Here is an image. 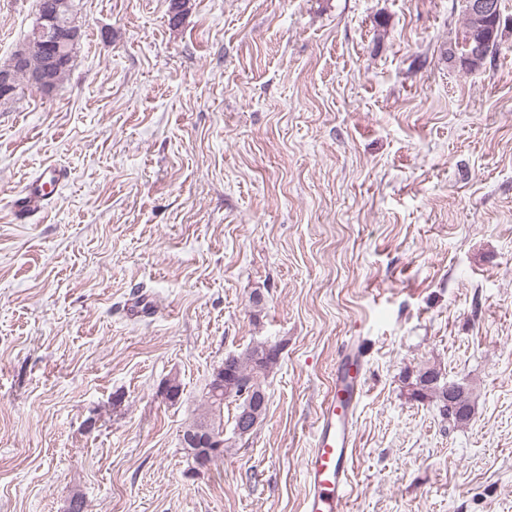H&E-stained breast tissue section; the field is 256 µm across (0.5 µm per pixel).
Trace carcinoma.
Instances as JSON below:
<instances>
[{"instance_id":"1","label":"carcinoma","mask_w":512,"mask_h":512,"mask_svg":"<svg viewBox=\"0 0 512 512\" xmlns=\"http://www.w3.org/2000/svg\"><path fill=\"white\" fill-rule=\"evenodd\" d=\"M463 25L448 45H459L462 50L477 49L482 54V61L493 57L499 47V30H490L480 20L462 13ZM281 346L268 341H257L239 353L229 354L224 363L217 367L224 375V384L235 388L230 397H224V392L214 395L212 390L203 389L201 392V407L203 410L184 429L190 430L207 425L217 433L224 432V405H236V413L243 408L255 395L265 392L264 382L278 363ZM411 398L419 402L433 403L439 408L442 416H448V391L455 393L456 406L461 414L452 418L455 425H463L470 420L472 405L468 390L459 384L441 381L440 371L430 368L417 374L415 380L409 383Z\"/></svg>"}]
</instances>
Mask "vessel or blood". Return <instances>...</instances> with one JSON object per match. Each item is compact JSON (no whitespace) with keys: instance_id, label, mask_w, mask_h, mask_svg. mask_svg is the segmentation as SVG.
Wrapping results in <instances>:
<instances>
[{"instance_id":"1","label":"vessel or blood","mask_w":512,"mask_h":512,"mask_svg":"<svg viewBox=\"0 0 512 512\" xmlns=\"http://www.w3.org/2000/svg\"><path fill=\"white\" fill-rule=\"evenodd\" d=\"M63 177L62 169L52 165L38 178L27 181L13 201L15 217L44 208ZM364 375L365 355L361 347L346 343L340 355L336 382L320 407L312 447L305 459L304 512L348 510L354 412Z\"/></svg>"}]
</instances>
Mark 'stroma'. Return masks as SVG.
<instances>
[{"label": "stroma", "instance_id": "stroma-1", "mask_svg": "<svg viewBox=\"0 0 512 512\" xmlns=\"http://www.w3.org/2000/svg\"><path fill=\"white\" fill-rule=\"evenodd\" d=\"M77 4L68 77L0 107V512H303L354 336L350 512H512V29L469 71L458 0ZM36 5L0 0V65ZM260 339L264 422L187 476L184 423ZM426 367L468 425L411 399ZM63 177V170L56 165H51L38 178L28 180L13 201L15 217L21 219L27 214L44 208Z\"/></svg>", "mask_w": 512, "mask_h": 512}]
</instances>
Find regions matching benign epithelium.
Here are the masks:
<instances>
[{"label": "benign epithelium", "instance_id": "7a95c632", "mask_svg": "<svg viewBox=\"0 0 512 512\" xmlns=\"http://www.w3.org/2000/svg\"><path fill=\"white\" fill-rule=\"evenodd\" d=\"M461 5L466 11L475 18L487 17L499 10L498 0H461ZM71 9L70 0H54L41 8L36 13L33 22L34 37L31 48L39 51L43 56V66L38 70H31L28 66L26 57L19 55L13 57L8 64L0 67V102L10 101L16 93V74L20 71L26 73L28 87L39 90L44 94L51 93L50 73L61 66L64 61V55L60 51L47 52V49L60 42L62 38H71L74 32H64L58 29L56 17L60 10ZM267 403V398L263 397L256 400L253 405L245 411L240 419L241 427L257 425L260 414ZM182 446L187 448L190 454H195V450L209 446H222L221 436L201 427L196 430L183 432L180 434Z\"/></svg>", "mask_w": 512, "mask_h": 512}]
</instances>
